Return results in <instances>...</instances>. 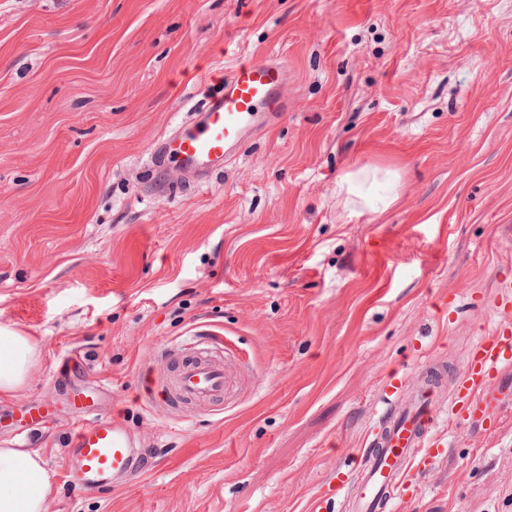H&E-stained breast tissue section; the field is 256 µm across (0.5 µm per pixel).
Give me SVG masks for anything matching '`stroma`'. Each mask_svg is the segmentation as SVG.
Masks as SVG:
<instances>
[{
	"label": "stroma",
	"mask_w": 512,
	"mask_h": 512,
	"mask_svg": "<svg viewBox=\"0 0 512 512\" xmlns=\"http://www.w3.org/2000/svg\"><path fill=\"white\" fill-rule=\"evenodd\" d=\"M242 60L287 64V112L205 185L154 167ZM354 164L395 172L397 204L348 216ZM510 285L512 0H0V323L40 350L0 444L39 450L48 512H353L382 383L397 407L440 372L447 410ZM203 351L222 400L147 403L142 370ZM82 388L144 465L88 493ZM497 388L389 512H512V368Z\"/></svg>",
	"instance_id": "stroma-1"
}]
</instances>
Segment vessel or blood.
<instances>
[{
  "label": "vessel or blood",
  "instance_id": "vessel-or-blood-1",
  "mask_svg": "<svg viewBox=\"0 0 512 512\" xmlns=\"http://www.w3.org/2000/svg\"><path fill=\"white\" fill-rule=\"evenodd\" d=\"M287 78L288 67L281 61L234 67L224 76L222 92L210 98L197 120L156 147V162L162 166L179 162L197 169L223 167L255 130L258 116L271 121L287 111L288 103L280 93ZM511 366L512 319L506 317L491 335L480 338L466 352L465 372L455 389L456 418L484 417L496 400L493 380ZM226 381L223 361L203 355L183 364L171 389L185 402L207 403L223 398ZM433 391V385H423L409 406L386 409V424L374 441L365 468L360 512H386L391 494L412 466L418 449L432 440L437 426ZM73 404L80 410L72 446L76 461L71 471L73 485L93 491L140 472L142 453L127 430L98 415L86 393H75Z\"/></svg>",
  "mask_w": 512,
  "mask_h": 512
}]
</instances>
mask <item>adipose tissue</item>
Segmentation results:
<instances>
[{
	"label": "adipose tissue",
	"mask_w": 512,
	"mask_h": 512,
	"mask_svg": "<svg viewBox=\"0 0 512 512\" xmlns=\"http://www.w3.org/2000/svg\"><path fill=\"white\" fill-rule=\"evenodd\" d=\"M336 196L355 215L383 213L400 199L396 176L368 166H355L336 183ZM39 356L37 342L0 323V397L23 388ZM53 483L40 453L31 448H0V512H47Z\"/></svg>",
	"instance_id": "obj_1"
}]
</instances>
